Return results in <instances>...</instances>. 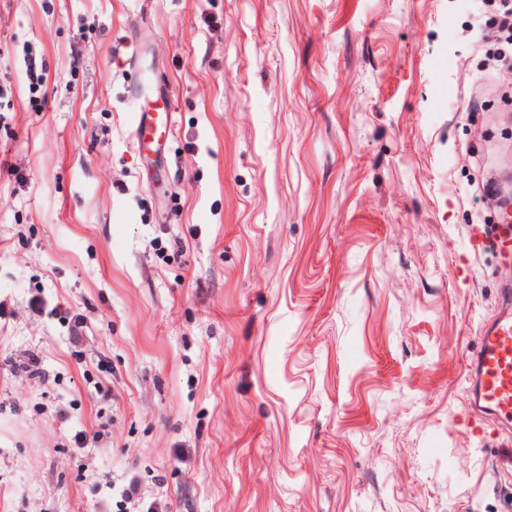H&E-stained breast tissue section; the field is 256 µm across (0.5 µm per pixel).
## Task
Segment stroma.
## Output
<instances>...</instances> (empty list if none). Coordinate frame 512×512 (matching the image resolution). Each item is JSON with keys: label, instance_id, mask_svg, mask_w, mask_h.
I'll use <instances>...</instances> for the list:
<instances>
[{"label": "stroma", "instance_id": "35a3bbf8", "mask_svg": "<svg viewBox=\"0 0 512 512\" xmlns=\"http://www.w3.org/2000/svg\"><path fill=\"white\" fill-rule=\"evenodd\" d=\"M498 18L0 0V512H512ZM173 104L168 96H158L147 110H138L136 134L140 144L153 149L169 134ZM483 233L499 251L505 262L512 259V213L506 212L500 224H486ZM470 405L480 418L502 428L512 425V313L502 314L482 328L480 349L469 363Z\"/></svg>", "mask_w": 512, "mask_h": 512}]
</instances>
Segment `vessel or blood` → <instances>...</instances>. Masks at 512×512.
I'll use <instances>...</instances> for the list:
<instances>
[{"label": "vessel or blood", "mask_w": 512, "mask_h": 512, "mask_svg": "<svg viewBox=\"0 0 512 512\" xmlns=\"http://www.w3.org/2000/svg\"><path fill=\"white\" fill-rule=\"evenodd\" d=\"M173 104L159 96L149 109L138 110L136 134L148 149L168 135ZM485 236L502 257L512 259V213L484 228ZM470 405L480 418H491L502 428L512 427V313L502 314L484 325L480 349L469 363Z\"/></svg>", "instance_id": "obj_1"}]
</instances>
